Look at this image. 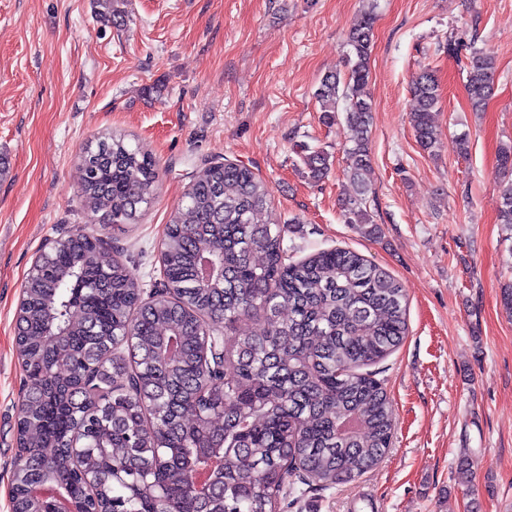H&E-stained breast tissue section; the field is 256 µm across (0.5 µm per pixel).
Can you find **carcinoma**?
I'll use <instances>...</instances> for the list:
<instances>
[{
    "mask_svg": "<svg viewBox=\"0 0 512 512\" xmlns=\"http://www.w3.org/2000/svg\"><path fill=\"white\" fill-rule=\"evenodd\" d=\"M122 18L124 0H96ZM376 17L347 36V71L314 92L326 125L344 117L348 172L364 182L371 156L368 92ZM493 58L471 49L466 87L475 109L489 94ZM411 123L434 154L439 101L425 68ZM308 179L330 170L322 147L302 156ZM80 197L105 224H132L154 197L152 154L122 136L82 156ZM262 180L231 160L206 167L170 215L160 252L161 289L142 296L102 238L82 230L26 278L16 347L25 385L11 506L43 512L60 494L79 512H279L293 481L350 482L390 447V399L378 372L407 331L401 284L344 248L286 258L283 227L257 224ZM348 224H369L363 200ZM499 223L512 230V183ZM288 310V318L281 317ZM260 315L257 336H232ZM224 323V333L215 325Z\"/></svg>",
    "mask_w": 512,
    "mask_h": 512,
    "instance_id": "obj_1",
    "label": "carcinoma"
}]
</instances>
